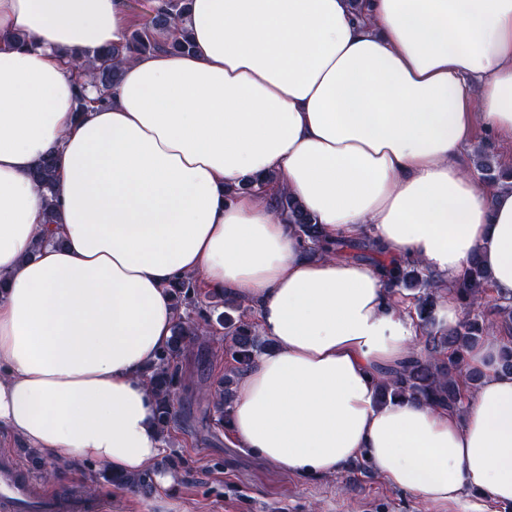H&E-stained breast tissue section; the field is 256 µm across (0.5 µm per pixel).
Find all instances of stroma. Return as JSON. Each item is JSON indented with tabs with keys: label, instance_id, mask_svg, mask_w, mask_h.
<instances>
[{
	"label": "stroma",
	"instance_id": "stroma-1",
	"mask_svg": "<svg viewBox=\"0 0 512 512\" xmlns=\"http://www.w3.org/2000/svg\"><path fill=\"white\" fill-rule=\"evenodd\" d=\"M208 358L198 350L180 358L179 412L152 465L154 474H173L170 487L155 486L140 496L106 483L104 464L83 462L68 477L32 476L40 493L54 497L86 491L88 481L100 486L90 496L86 512H161L174 504L176 512H462L455 503H431L408 491L390 488L367 460L350 464L336 476H298L282 471L232 448L214 426L205 392L224 373V329L214 326L202 337Z\"/></svg>",
	"mask_w": 512,
	"mask_h": 512
}]
</instances>
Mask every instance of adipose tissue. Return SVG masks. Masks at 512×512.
<instances>
[{
    "label": "adipose tissue",
    "instance_id": "ef3b65f1",
    "mask_svg": "<svg viewBox=\"0 0 512 512\" xmlns=\"http://www.w3.org/2000/svg\"><path fill=\"white\" fill-rule=\"evenodd\" d=\"M128 27L125 0H0V35L35 38L0 45V431L50 460L148 468V370L173 334L170 286L192 277L253 306L275 344L232 404L240 451L304 476L363 456L433 503H512L506 337L471 350L484 378L462 412L378 405L417 318L374 267L309 256L273 205L288 194L328 238L419 261L444 325L471 258L512 298V191L461 160L474 123L512 140V0H192L193 52L122 63L111 100L79 111L69 50ZM49 151L52 224L31 178Z\"/></svg>",
    "mask_w": 512,
    "mask_h": 512
}]
</instances>
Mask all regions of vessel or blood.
Listing matches in <instances>:
<instances>
[{"mask_svg": "<svg viewBox=\"0 0 512 512\" xmlns=\"http://www.w3.org/2000/svg\"><path fill=\"white\" fill-rule=\"evenodd\" d=\"M0 512H71L68 504L38 493L10 451L0 452Z\"/></svg>", "mask_w": 512, "mask_h": 512, "instance_id": "1", "label": "vessel or blood"}]
</instances>
